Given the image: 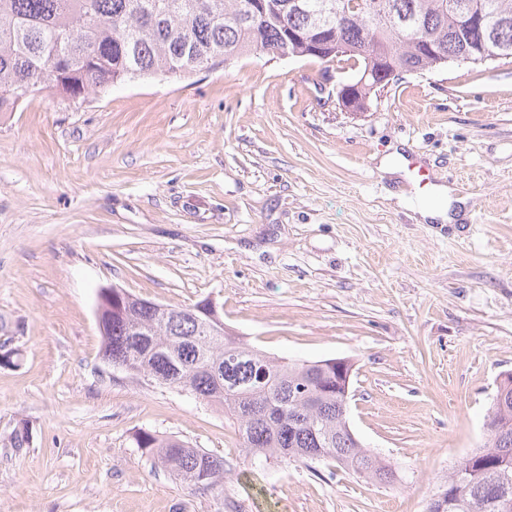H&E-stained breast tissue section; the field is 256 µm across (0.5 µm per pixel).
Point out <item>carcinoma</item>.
<instances>
[{
  "instance_id": "obj_1",
  "label": "carcinoma",
  "mask_w": 512,
  "mask_h": 512,
  "mask_svg": "<svg viewBox=\"0 0 512 512\" xmlns=\"http://www.w3.org/2000/svg\"><path fill=\"white\" fill-rule=\"evenodd\" d=\"M250 2L0 0V112L45 92L76 99L118 82L191 77L251 51L271 56L286 46L293 56L313 57L305 45L286 43L291 30L311 41L329 30L343 50L319 60H352L361 72L377 70L370 44L387 51L394 72L377 77L381 85L365 90L368 99L402 73L488 63L476 50L481 33L465 26L476 8L495 21L490 50L512 61V0H361L375 10L347 13L354 0H299L300 10L294 0H265L266 11L256 18L249 16ZM425 41L436 55L423 52ZM52 61L57 74L50 78ZM113 292L124 295V306H112L102 334V358L112 368L219 407L237 426L248 457L317 459L369 479L393 476L389 464L342 431L336 366L270 357L241 336L207 334L189 308L175 320L121 288ZM486 426V442L462 457L471 470L467 506L448 505L450 472L428 512H498L499 499L512 500V411L505 415L492 403ZM135 443L190 489L224 490L231 471L224 457L148 431Z\"/></svg>"
}]
</instances>
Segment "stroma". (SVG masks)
I'll list each match as a JSON object with an SVG mask.
<instances>
[{"label": "stroma", "mask_w": 512, "mask_h": 512, "mask_svg": "<svg viewBox=\"0 0 512 512\" xmlns=\"http://www.w3.org/2000/svg\"><path fill=\"white\" fill-rule=\"evenodd\" d=\"M352 77L251 52L0 112V512H426L483 445L512 373V63L405 73L361 112L338 99ZM396 149L467 197L460 223L399 200ZM112 286L215 299L275 357L352 359L350 426L395 481L246 459L221 409L107 366ZM143 431L235 473L191 492Z\"/></svg>", "instance_id": "obj_1"}]
</instances>
